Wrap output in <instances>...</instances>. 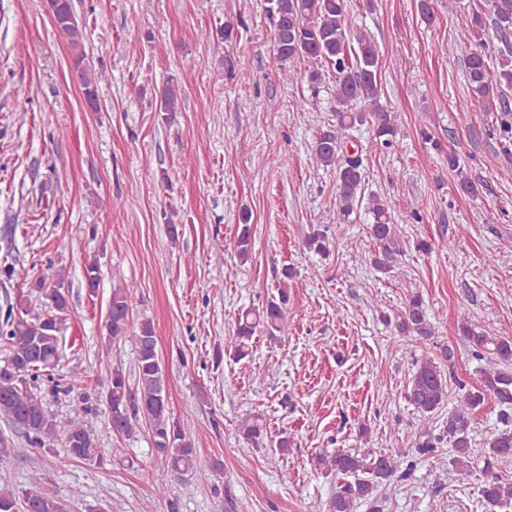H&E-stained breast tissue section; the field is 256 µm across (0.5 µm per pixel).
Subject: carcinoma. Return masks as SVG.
Returning <instances> with one entry per match:
<instances>
[{"instance_id": "1", "label": "carcinoma", "mask_w": 512, "mask_h": 512, "mask_svg": "<svg viewBox=\"0 0 512 512\" xmlns=\"http://www.w3.org/2000/svg\"><path fill=\"white\" fill-rule=\"evenodd\" d=\"M54 27L77 47L83 32L73 11L72 0H50ZM266 12L274 25L277 57L286 62L306 59L312 63H328L336 72V128L324 130L316 136L313 153L317 162L336 172L338 208L336 223L342 224L362 204L358 191L365 181L360 155L344 149L346 132L366 123L373 127L375 138L386 146H393L398 136L396 115L377 104L379 97L380 56L376 42L365 35L356 38L357 48L349 46L352 19L348 0H266ZM470 33L474 48L466 57V75L475 101L498 103L500 131L512 135V108L505 104L503 89L512 88V58H505L497 70H490L486 53L488 28H493L502 39L512 35V0H489V12L473 11L461 18ZM83 94L92 107L98 98L99 77L81 70ZM367 210L373 217L370 237L375 243L372 264L381 273H388L403 254L402 236L398 225L392 222L388 207L378 198H370ZM251 216L244 211L237 224L233 249L238 256H249L252 242ZM328 236L316 230L305 238L308 249L327 252ZM288 270L282 271L278 299L265 307L246 310L237 319L234 336V356H245V342L259 330L270 336L288 329L284 306L288 302ZM30 293L46 299L44 314H31L23 305L12 319L9 329L0 330V342L9 350V356L0 365V417L22 434L26 441L39 448L51 446L63 436L61 461H94L102 458L89 427L88 416L96 411L90 399L81 397L72 409L63 429L43 406L40 382L54 381L53 372L61 359L59 334L68 311L69 302L62 282L46 286V280L30 281ZM133 291L119 288L112 292L107 323L108 339L121 340L131 328ZM396 327L421 339L433 335L423 299L418 294L406 298L397 314ZM463 339L473 349L474 356L485 359L489 367L480 370L479 386L469 389L457 399L448 412L444 433L451 445L453 468L460 473L478 470L484 480L481 496L492 512L512 509V485L505 484L493 469L512 462V427L492 433L483 442V452L472 449V416L486 397L499 406L512 410V338H495L468 326L461 327ZM136 350V391H131L126 376L112 365V351L106 350L102 363L111 368L106 400L111 412L112 431L130 437L140 426V418H148L154 444L165 453L167 469L178 480L201 469L223 470L217 459L197 453L193 442L186 437L168 412L161 365L156 350V336L150 322L140 323L133 335ZM451 375L442 363L432 357L415 362V372L406 385L405 396L419 413L421 427L413 444L419 455L433 453L441 438H427L430 419L448 403ZM326 471L336 476L337 483L328 505V512H353L355 503L378 502L379 489L393 477L409 475L412 464L405 456L370 451L357 455L338 450L318 458ZM0 512H63L55 492L48 487L43 475L32 476L31 487L18 494L10 489L0 490Z\"/></svg>"}]
</instances>
